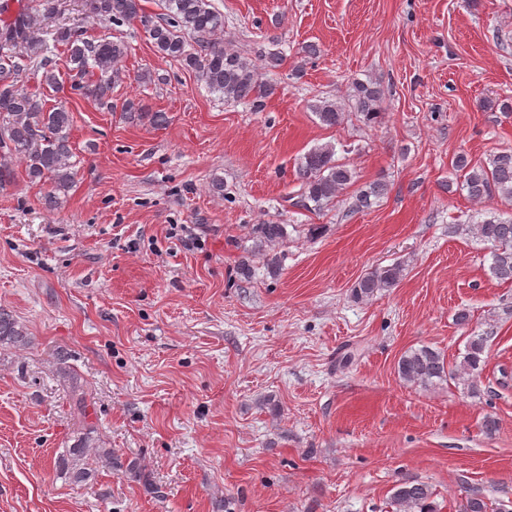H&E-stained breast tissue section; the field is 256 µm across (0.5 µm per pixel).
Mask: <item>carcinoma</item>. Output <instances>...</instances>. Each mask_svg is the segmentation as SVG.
Returning <instances> with one entry per match:
<instances>
[{
	"instance_id": "cac0c4a2",
	"label": "carcinoma",
	"mask_w": 512,
	"mask_h": 512,
	"mask_svg": "<svg viewBox=\"0 0 512 512\" xmlns=\"http://www.w3.org/2000/svg\"><path fill=\"white\" fill-rule=\"evenodd\" d=\"M163 12L153 17L145 13L141 0H83V11L110 25L138 21L152 40L156 51L195 71L199 81L223 95L227 103H246L259 112L274 85L262 77V67L237 51L226 50L216 39L224 31V15L215 10L211 0H162ZM60 13L59 0H38L32 7L17 0L0 4V186L15 179V163L25 165L29 181L45 186V204L56 209L78 175L75 148L70 141L73 115L63 104L46 107L36 93L18 85L23 71L34 68L42 84L63 88L60 69L70 80L69 93L92 98L112 108V90L122 84L126 73L122 62L128 46L122 40H92L81 30L65 25L54 27L46 21ZM193 38L189 43L187 38ZM96 76L90 81L88 75ZM355 109L363 120L372 122L382 112L383 92L373 82L354 85ZM320 121L331 127L343 121V108L323 101L314 106ZM123 112L130 119L148 120L155 126L168 122L164 112H150L141 102L130 100ZM333 146H317L298 162L302 206L319 210L354 182V173L335 158ZM452 166L465 172L461 189L467 197L481 201L499 197L512 202V150L494 152L487 160L474 163L460 153ZM387 185L376 181L359 189L354 208L369 209L386 194ZM451 232L472 236L490 248V274L496 280L512 283V218L495 215L476 224H455ZM260 244L273 246L285 235L280 224H257L252 228ZM403 267L399 263L382 266L367 273L352 288V297L366 300L380 290L395 287ZM493 339L487 331L468 338L462 360L453 365L438 350L427 346L410 349L398 361L400 378L413 385L429 386L438 381H453L467 391L478 389L486 364V350ZM28 345L25 325L8 308L0 306V347ZM69 480L76 484L96 479L100 469L122 468L112 449L99 448L88 438L77 440L65 459ZM126 471L141 476L136 464ZM431 485L405 479L391 494L395 512H435ZM459 512H489V504L479 493H468L459 504Z\"/></svg>"
}]
</instances>
